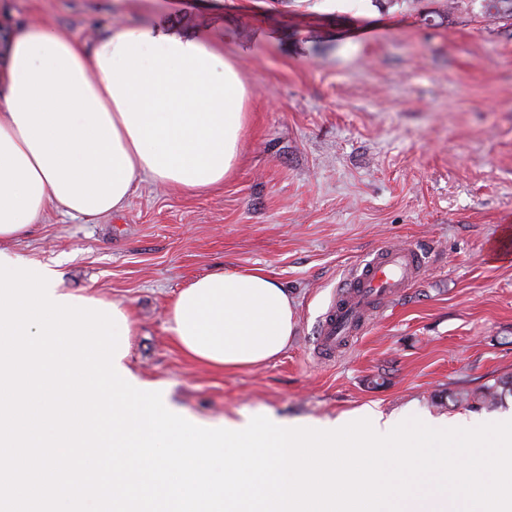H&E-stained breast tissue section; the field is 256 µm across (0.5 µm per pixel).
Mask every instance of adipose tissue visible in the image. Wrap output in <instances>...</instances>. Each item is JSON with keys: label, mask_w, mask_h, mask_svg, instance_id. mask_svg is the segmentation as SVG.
<instances>
[{"label": "adipose tissue", "mask_w": 512, "mask_h": 512, "mask_svg": "<svg viewBox=\"0 0 512 512\" xmlns=\"http://www.w3.org/2000/svg\"><path fill=\"white\" fill-rule=\"evenodd\" d=\"M248 101L237 59L209 27H122L90 49L28 22L0 51V248L51 205L90 218L122 210L145 176L190 193L223 183ZM167 323L185 357L241 369L284 351L295 305L265 274L216 271L178 292Z\"/></svg>", "instance_id": "obj_1"}]
</instances>
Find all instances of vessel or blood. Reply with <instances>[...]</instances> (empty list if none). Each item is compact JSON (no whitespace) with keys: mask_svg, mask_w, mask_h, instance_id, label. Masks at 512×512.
I'll return each instance as SVG.
<instances>
[{"mask_svg":"<svg viewBox=\"0 0 512 512\" xmlns=\"http://www.w3.org/2000/svg\"><path fill=\"white\" fill-rule=\"evenodd\" d=\"M426 270V253L416 245H384L351 266L319 321L315 354L335 358L380 308L399 298Z\"/></svg>","mask_w":512,"mask_h":512,"instance_id":"b4317fda","label":"vessel or blood"}]
</instances>
